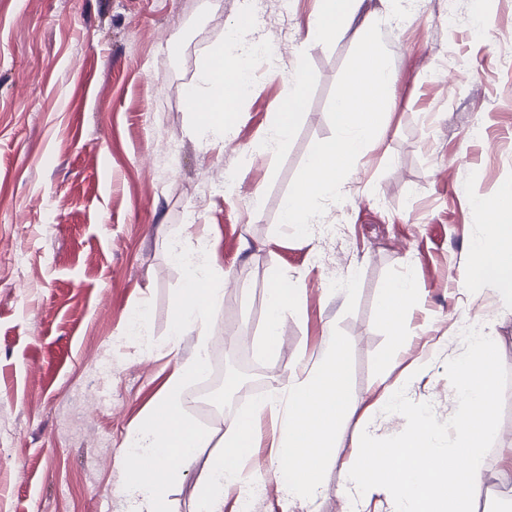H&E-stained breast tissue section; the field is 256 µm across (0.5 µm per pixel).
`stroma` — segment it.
I'll list each match as a JSON object with an SVG mask.
<instances>
[{
  "mask_svg": "<svg viewBox=\"0 0 512 512\" xmlns=\"http://www.w3.org/2000/svg\"><path fill=\"white\" fill-rule=\"evenodd\" d=\"M317 0H0V512H126L117 461L193 337L168 342L182 274L170 237L206 239L226 280L211 347L240 336L274 379L346 340L357 411L313 504L288 501L277 478L257 512H344L345 471L358 431L404 437L382 411L381 378L413 371L406 407L429 408L453 442L454 367L467 336L496 338L499 396L489 472L512 459V306L470 277L484 232L476 201L512 182V0H416L413 21L393 0H362L382 29L396 74L376 143L343 181V202L315 237L277 234L281 203L312 145L331 137L333 88L358 25L316 44ZM250 12L255 36L284 41L275 69L237 102L226 142L203 145L182 99L211 47ZM305 112L285 147L251 157L297 71ZM480 126L481 136L471 134ZM296 280L275 354H261L270 274ZM411 279L418 299L392 348L377 296ZM144 314L155 346L128 336Z\"/></svg>",
  "mask_w": 512,
  "mask_h": 512,
  "instance_id": "35a3bbf8",
  "label": "stroma"
}]
</instances>
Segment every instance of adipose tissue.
<instances>
[{"label": "adipose tissue", "instance_id": "ef3b65f1", "mask_svg": "<svg viewBox=\"0 0 512 512\" xmlns=\"http://www.w3.org/2000/svg\"><path fill=\"white\" fill-rule=\"evenodd\" d=\"M361 0H318L308 36L315 42L335 39L356 15ZM224 48L216 46L202 60L191 95L202 104L195 114L193 133L203 142L223 139L230 110L241 92L224 81ZM306 100V79L297 76L287 100L274 114L270 133L258 148L273 155L282 148ZM486 230L473 246L472 272L476 280L496 289L501 301L512 303V184L504 185L490 205L484 206ZM272 288L265 330L259 341L275 351L288 313L300 300L298 288L281 274L271 276ZM416 290L405 279L390 281L379 297V310L388 324L392 346H400L401 313L413 305ZM495 338L477 331L469 338V354L457 366L456 400L459 411L453 426L456 439L442 448L434 437L439 426L429 411H414L406 418L403 440L385 445L362 429L363 446L348 488L362 495L389 489L392 512H473V492L488 478L512 483V466L488 474L480 450L486 440L497 398L492 364ZM357 409L348 392L345 341L329 337L319 364L291 370L281 388L256 396L247 410L227 419L222 452L214 454L195 479L198 512H224V494L239 488L242 461L255 448L253 420L264 412L280 418L279 453L272 458L274 475L288 498L312 502L321 493V475L335 446L336 427Z\"/></svg>", "mask_w": 512, "mask_h": 512}]
</instances>
